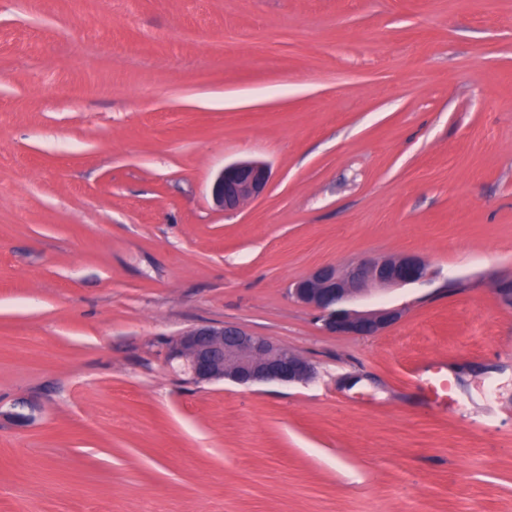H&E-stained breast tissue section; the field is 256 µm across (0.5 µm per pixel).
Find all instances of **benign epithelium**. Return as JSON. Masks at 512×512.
Instances as JSON below:
<instances>
[{"label": "benign epithelium", "instance_id": "obj_1", "mask_svg": "<svg viewBox=\"0 0 512 512\" xmlns=\"http://www.w3.org/2000/svg\"><path fill=\"white\" fill-rule=\"evenodd\" d=\"M270 177L269 167L262 162L228 164L212 182L213 203L222 211H235L246 201L261 196ZM433 278L420 256L406 253L361 259L341 270L334 265L320 266L293 282L288 293L297 303L317 311L327 332L372 337L399 323L406 307H350L368 285L401 288ZM167 356L194 383L224 379L240 385L294 383L308 381L314 375L313 365L287 347L229 323L184 331L170 342Z\"/></svg>", "mask_w": 512, "mask_h": 512}]
</instances>
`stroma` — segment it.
<instances>
[{"instance_id": "1", "label": "stroma", "mask_w": 512, "mask_h": 512, "mask_svg": "<svg viewBox=\"0 0 512 512\" xmlns=\"http://www.w3.org/2000/svg\"><path fill=\"white\" fill-rule=\"evenodd\" d=\"M1 60L0 512H512V0H0ZM402 253L381 335L288 293ZM223 322L314 377L191 382ZM269 167L258 161H237L216 175L211 185L214 205L222 211H235L246 201L261 196L270 181Z\"/></svg>"}]
</instances>
